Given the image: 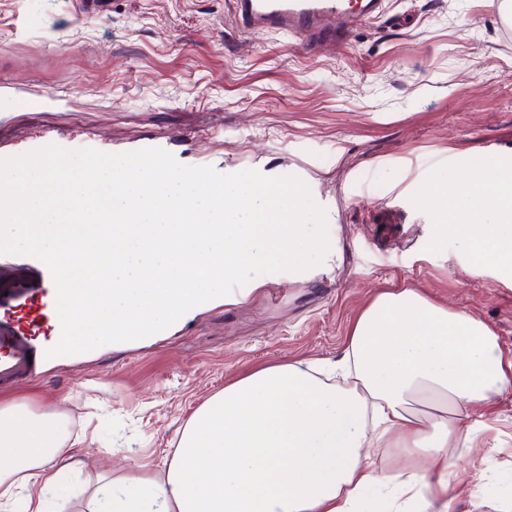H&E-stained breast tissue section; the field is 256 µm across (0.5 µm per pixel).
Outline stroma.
<instances>
[{
  "label": "stroma",
  "mask_w": 512,
  "mask_h": 512,
  "mask_svg": "<svg viewBox=\"0 0 512 512\" xmlns=\"http://www.w3.org/2000/svg\"><path fill=\"white\" fill-rule=\"evenodd\" d=\"M91 136L110 152L171 141L192 166L301 167L331 216L339 267L203 308L167 336L54 357L0 403L56 404L85 480L136 449L158 470L213 393L276 360L338 359L362 307L416 288L466 310L512 360V276L474 267L438 241L419 189L472 155L512 162V10L487 0H384L345 46L309 53L273 31L246 32L230 0H0V148L45 133ZM495 446L487 480L450 512L512 503V390L482 417Z\"/></svg>",
  "instance_id": "stroma-1"
}]
</instances>
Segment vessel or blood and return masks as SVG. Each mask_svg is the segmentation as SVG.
<instances>
[{"label":"vessel or blood","mask_w":512,"mask_h":512,"mask_svg":"<svg viewBox=\"0 0 512 512\" xmlns=\"http://www.w3.org/2000/svg\"><path fill=\"white\" fill-rule=\"evenodd\" d=\"M245 30H276L307 44L338 43L348 30L372 15L381 0H232ZM38 294L26 288L0 289V387L36 375L60 336L54 314L56 292L49 269H42ZM31 309L27 321L19 312Z\"/></svg>","instance_id":"obj_1"}]
</instances>
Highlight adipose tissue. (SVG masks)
<instances>
[{
	"instance_id": "1",
	"label": "adipose tissue",
	"mask_w": 512,
	"mask_h": 512,
	"mask_svg": "<svg viewBox=\"0 0 512 512\" xmlns=\"http://www.w3.org/2000/svg\"><path fill=\"white\" fill-rule=\"evenodd\" d=\"M475 261L512 272V165L478 156L418 198ZM343 370L357 385L328 382ZM512 389V360L470 313L405 288L361 310L342 355L241 375L209 397L156 472H101L79 512H448L487 444L460 422ZM52 407L0 404V512H63L81 462ZM397 449L391 470L374 449Z\"/></svg>"
}]
</instances>
